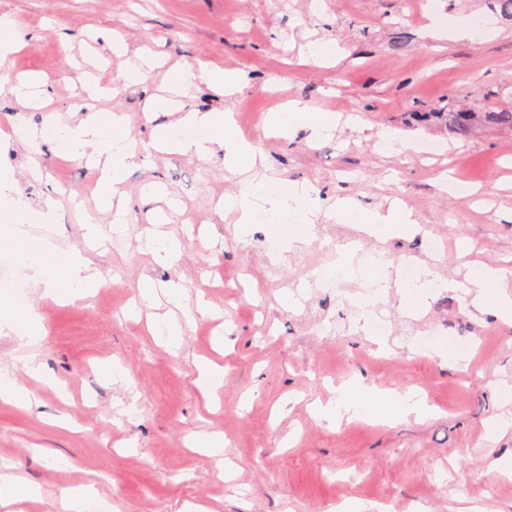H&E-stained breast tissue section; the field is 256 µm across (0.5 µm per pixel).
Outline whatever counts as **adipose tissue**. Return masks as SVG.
I'll return each mask as SVG.
<instances>
[{"instance_id": "adipose-tissue-1", "label": "adipose tissue", "mask_w": 512, "mask_h": 512, "mask_svg": "<svg viewBox=\"0 0 512 512\" xmlns=\"http://www.w3.org/2000/svg\"><path fill=\"white\" fill-rule=\"evenodd\" d=\"M195 78L228 99L240 91L245 80L241 72L204 65L196 72L175 70L170 88L179 90ZM83 88L88 98L85 118L63 126L49 122L29 129L18 142L34 156L39 153L41 143L49 142L60 155L88 159L97 175V203L101 209L108 210L128 170L139 159L141 148L128 133L129 119L125 113L96 108V101L108 95L99 80L87 77ZM147 109L170 117L169 123L153 139L152 149L190 154L204 160L219 148L224 152V166L228 171L250 174L251 179L241 193L224 196L216 204L218 212L235 215L239 237L248 236L253 225L271 224L295 212L301 221L289 227L288 241L294 244L306 240L321 214L312 187L304 184L285 196L272 189L276 175L254 177V170L262 167L264 160L251 141L237 130L231 111L202 112L160 95L149 97ZM300 123L310 125L318 134L328 135L336 131L340 119L332 112H306L299 103L287 102L270 112L266 130L284 136ZM57 209L51 199L41 209H34L19 188L13 170L0 169V248L15 251L31 267L45 284L46 295L64 300L82 299L102 283L99 271L87 264L80 253L56 254L29 232L30 225L55 223ZM329 217L339 224H360L362 231L376 239L404 235L417 228L412 212L396 202L384 209L362 213L349 200L340 199ZM448 289L462 290L476 313L512 322V286L508 285L504 270L494 266H481L461 283L421 265L415 278L405 284L402 297L421 306ZM315 411L332 422L345 416H364L391 425L411 416L427 417L431 408L416 390L395 393L355 381L342 386L334 402L316 405Z\"/></svg>"}]
</instances>
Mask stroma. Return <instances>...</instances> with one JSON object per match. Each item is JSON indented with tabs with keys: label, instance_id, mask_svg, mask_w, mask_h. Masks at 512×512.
<instances>
[{
	"label": "stroma",
	"instance_id": "35a3bbf8",
	"mask_svg": "<svg viewBox=\"0 0 512 512\" xmlns=\"http://www.w3.org/2000/svg\"><path fill=\"white\" fill-rule=\"evenodd\" d=\"M27 31L24 46L0 61V130L11 119L41 126L45 113L69 123L83 104L80 81L92 72L114 80L121 66L102 38L124 34L129 54L149 47L159 59L146 89L116 87L108 109L126 112L131 137L149 143L165 114L145 110L172 69L213 63L244 71L232 100L196 83L182 101L202 111L231 110L266 166L292 186L319 191L322 207L336 198L364 209L406 199L420 230L408 237L366 240L389 263L390 288L375 314L388 324L379 348L358 320L364 294L350 284L344 300L317 284L335 266L347 225L324 219L306 242L270 246L277 225L255 226L239 238L232 216L215 212L220 197L239 193L243 177L224 167L223 153L200 161L151 153L128 171L124 237L112 234L114 214L99 209L96 174L87 160H64L52 149L30 176L25 150L0 151L33 208L47 197L62 208L53 224L31 235L54 252L80 249L103 273L90 297L58 303L28 279L27 307L43 331L35 353L44 374L31 379L14 358L18 340L0 332V364L35 395L31 408L0 403V464L40 491L23 512H63L61 490L92 486L112 512H332L361 500L386 512H512V476L490 471L512 450V323L474 317L456 292L410 315L401 302L404 259L465 280L488 264L512 283V127L486 124L453 133L439 115L451 110L512 112V20L495 0H0ZM484 21L474 37L433 39L435 17ZM334 41L336 61L309 54L315 41ZM38 72L47 110L23 107L7 90ZM287 100L314 112L353 116L330 138L297 127L288 137L264 133L268 112ZM403 138L383 151L381 132ZM442 151L427 156L422 146ZM470 182L463 199L442 189L444 172ZM159 182L168 194L146 216L140 199ZM103 242L83 239L86 223ZM161 230L177 239V262L161 265L146 240ZM175 281L186 304L198 293L219 318H195L172 351L149 326L169 316L166 299L144 300L138 283ZM296 303H282L286 294ZM441 332L471 340L463 367L415 351L416 341ZM222 365L218 406H207L193 384L194 362ZM126 379L103 371L112 360ZM381 390L414 387L432 412L392 425L364 418L329 423L313 402L335 399L354 380ZM502 429H493L496 420ZM223 433V457L190 447L193 437Z\"/></svg>",
	"mask_w": 512,
	"mask_h": 512
}]
</instances>
